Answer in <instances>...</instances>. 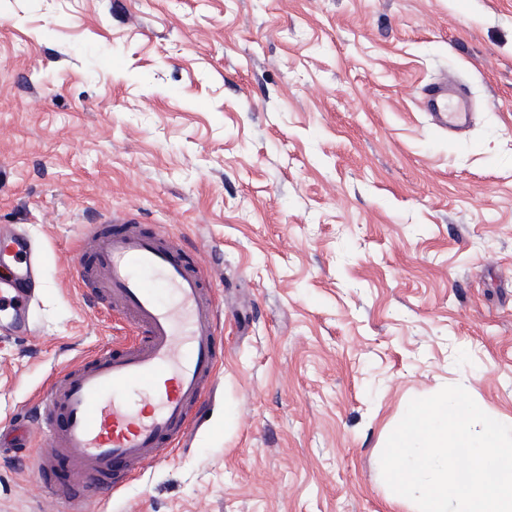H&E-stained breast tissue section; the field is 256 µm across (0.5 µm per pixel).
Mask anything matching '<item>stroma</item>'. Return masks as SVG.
<instances>
[{"instance_id":"1","label":"stroma","mask_w":512,"mask_h":512,"mask_svg":"<svg viewBox=\"0 0 512 512\" xmlns=\"http://www.w3.org/2000/svg\"><path fill=\"white\" fill-rule=\"evenodd\" d=\"M467 84L470 127L422 91ZM160 224L216 268L208 427L73 510L0 453V512H409L382 445L459 384L512 422V0H0V225L37 240L0 424L128 326L78 239Z\"/></svg>"}]
</instances>
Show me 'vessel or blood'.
Returning <instances> with one entry per match:
<instances>
[{"label":"vessel or blood","instance_id":"vessel-or-blood-1","mask_svg":"<svg viewBox=\"0 0 512 512\" xmlns=\"http://www.w3.org/2000/svg\"><path fill=\"white\" fill-rule=\"evenodd\" d=\"M427 96L440 127L468 125L465 89L434 86ZM74 265L82 288L123 314L138 335L67 370L44 393L54 445L29 462L46 475L61 459L73 476L114 488L180 443L214 386L223 348L213 275L190 260L180 238L131 219L90 230ZM39 266L27 232L0 233V314L21 334L30 330Z\"/></svg>","mask_w":512,"mask_h":512}]
</instances>
